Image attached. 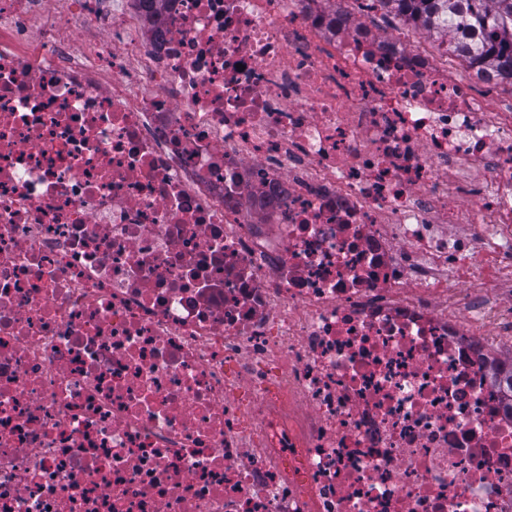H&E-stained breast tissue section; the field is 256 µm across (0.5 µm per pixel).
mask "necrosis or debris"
I'll return each mask as SVG.
<instances>
[{
  "mask_svg": "<svg viewBox=\"0 0 512 512\" xmlns=\"http://www.w3.org/2000/svg\"><path fill=\"white\" fill-rule=\"evenodd\" d=\"M335 0H0V512H512V100Z\"/></svg>",
  "mask_w": 512,
  "mask_h": 512,
  "instance_id": "necrosis-or-debris-1",
  "label": "necrosis or debris"
}]
</instances>
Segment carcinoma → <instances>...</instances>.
<instances>
[{"label": "carcinoma", "instance_id": "carcinoma-1", "mask_svg": "<svg viewBox=\"0 0 512 512\" xmlns=\"http://www.w3.org/2000/svg\"><path fill=\"white\" fill-rule=\"evenodd\" d=\"M471 67L512 80V0H379Z\"/></svg>", "mask_w": 512, "mask_h": 512}]
</instances>
